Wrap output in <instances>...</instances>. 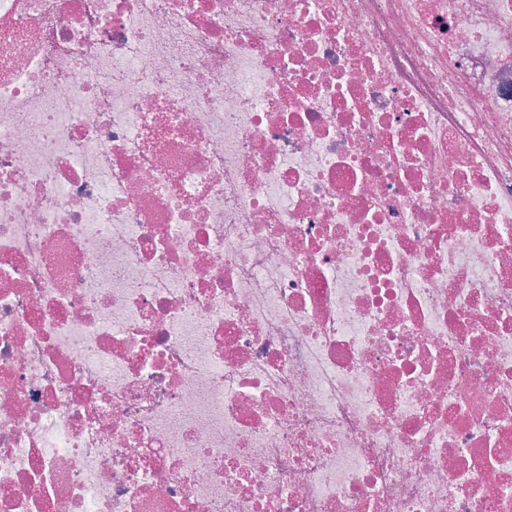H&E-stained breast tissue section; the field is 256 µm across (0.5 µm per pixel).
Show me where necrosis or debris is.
I'll return each mask as SVG.
<instances>
[{
	"mask_svg": "<svg viewBox=\"0 0 512 512\" xmlns=\"http://www.w3.org/2000/svg\"><path fill=\"white\" fill-rule=\"evenodd\" d=\"M0 512H512V0H0Z\"/></svg>",
	"mask_w": 512,
	"mask_h": 512,
	"instance_id": "4bbe7bcc",
	"label": "necrosis or debris"
}]
</instances>
